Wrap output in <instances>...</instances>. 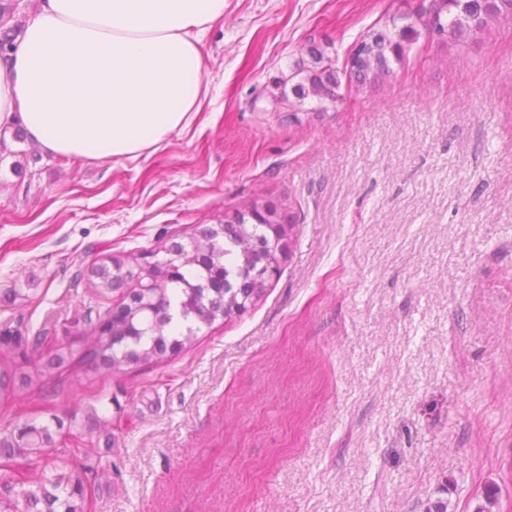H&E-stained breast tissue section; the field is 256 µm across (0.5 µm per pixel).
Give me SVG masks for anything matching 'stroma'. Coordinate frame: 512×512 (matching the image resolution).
<instances>
[{
	"label": "stroma",
	"mask_w": 512,
	"mask_h": 512,
	"mask_svg": "<svg viewBox=\"0 0 512 512\" xmlns=\"http://www.w3.org/2000/svg\"><path fill=\"white\" fill-rule=\"evenodd\" d=\"M397 8L226 0L201 116L136 159L0 131V326L75 339L77 310L123 296L96 300L95 267L234 209L286 231L263 293L160 361L60 393L21 361L0 429L63 420L64 459L99 463L88 512H512V25L420 37L333 104L277 100L309 45L344 60Z\"/></svg>",
	"instance_id": "obj_1"
}]
</instances>
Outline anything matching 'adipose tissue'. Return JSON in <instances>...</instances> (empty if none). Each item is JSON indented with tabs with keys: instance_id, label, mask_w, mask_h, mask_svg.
Here are the masks:
<instances>
[{
	"instance_id": "ef3b65f1",
	"label": "adipose tissue",
	"mask_w": 512,
	"mask_h": 512,
	"mask_svg": "<svg viewBox=\"0 0 512 512\" xmlns=\"http://www.w3.org/2000/svg\"><path fill=\"white\" fill-rule=\"evenodd\" d=\"M226 0H37L0 58V128L116 162L190 129L209 96L202 39Z\"/></svg>"
}]
</instances>
